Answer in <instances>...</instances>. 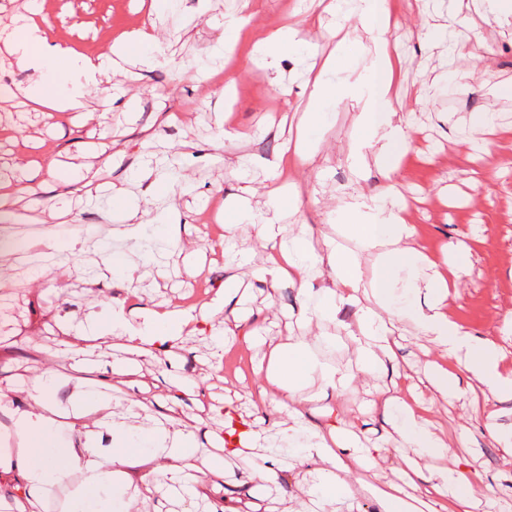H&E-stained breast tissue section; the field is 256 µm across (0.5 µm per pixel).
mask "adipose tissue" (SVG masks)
I'll use <instances>...</instances> for the list:
<instances>
[{
    "mask_svg": "<svg viewBox=\"0 0 512 512\" xmlns=\"http://www.w3.org/2000/svg\"><path fill=\"white\" fill-rule=\"evenodd\" d=\"M172 2L154 0V18L93 58L53 40L37 12L1 14L0 76L29 72L27 85L17 87L16 93L35 112H83L92 98L103 106L112 104V74L133 81L163 57L155 17ZM312 2L315 13L305 14L296 25L269 29L259 43L261 63L273 73L277 88L282 85L278 73L283 57L296 48L306 50L302 63L308 74L309 106L296 143H285L283 156L307 165L312 159L309 143L324 132L322 108L346 99L357 107L358 124L368 129L377 146L371 157L351 153L354 170L372 162L388 178H396L408 152V134L392 104L397 56L389 36L390 2L358 0V22L367 39L354 44L363 58L354 77L343 74L335 58L320 57L315 45L306 44L301 36L314 27L316 12L338 14L344 0ZM116 211L120 222L113 226L111 238L119 246L103 252L100 270L105 276L120 273L131 285L139 280L141 266L151 260L139 247L140 230L151 211L129 198ZM335 215L337 236L325 240L318 251L308 231L283 237L275 220L252 212L240 223L225 225L224 239L261 238L269 250L262 278L273 289L284 281L297 284L306 320L354 307L353 320L341 328L359 352L356 369L341 371L312 358L303 341L288 337L275 344L257 365L265 373L257 398L280 413L281 421L264 434L243 428L238 435L225 436L220 451L203 464L198 461L196 436L179 416L169 413L159 421L132 408L117 414L111 395L90 380L75 383L65 406L56 399L58 386L53 381L35 379L24 400L0 392V405L17 437L15 453L0 459V470L17 472L22 480L17 512H35L48 499L56 501L59 512H136L142 493L165 494L179 488L214 499L223 492L221 480L234 460L247 465L250 512H261L263 491L280 480L286 466L295 468L303 461L311 467L295 468L299 493L280 512H353L360 490L371 494L376 512H477L490 485L477 471L445 466L447 442L397 386L378 389L370 407L410 450L396 481L376 486L359 480V472L375 465L380 447L365 446L347 427L314 424L308 417L312 399L300 393L304 381L318 382L323 397L367 383L391 359L398 333L407 326L466 374L461 380L436 364L425 372L424 387L442 400L463 392L482 397L474 411L496 426L502 452L512 457V425L500 424L501 418L512 416V371L502 367L506 353L499 343L471 335L445 310L448 277L455 274V267L421 244L406 202L387 203L354 190L344 193ZM112 305V315L92 311L72 327L82 342L73 349V360L106 342L127 355L151 358L159 350L182 348L190 337L204 342L211 356L220 359L225 339L248 342L259 337L258 329H244L240 308L228 291L198 308H160L144 314L117 299ZM214 320L222 323L219 334L206 335L207 323ZM69 413L91 421L76 442L61 430L60 419ZM144 453L156 460L155 471L140 485L124 482L128 461Z\"/></svg>",
    "mask_w": 512,
    "mask_h": 512,
    "instance_id": "adipose-tissue-1",
    "label": "adipose tissue"
}]
</instances>
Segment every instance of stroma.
I'll return each mask as SVG.
<instances>
[{"label": "stroma", "instance_id": "35a3bbf8", "mask_svg": "<svg viewBox=\"0 0 512 512\" xmlns=\"http://www.w3.org/2000/svg\"><path fill=\"white\" fill-rule=\"evenodd\" d=\"M152 0H37L50 22L49 35L82 55L93 56L125 32L146 20ZM243 0H177L162 16L159 29L166 46V58L144 69L139 80L130 82L114 76L117 95L106 112H28L9 101L0 103V221L11 219L16 241L15 260L0 270V291L11 294V328L0 337V391L13 390L21 381L46 375L59 381V402H67L71 388L68 378L75 374L70 354L62 345L69 327L89 310H108L114 296L124 292L121 278L99 276L100 245L108 243L106 211L112 198L125 193L142 198L147 187L141 172L149 164L150 149L166 151L183 173L189 194L174 202H157L162 223L141 228L140 245L151 251L158 247L163 223L191 226L190 244L175 251L165 261L164 274L153 266L141 270L139 305L156 309L184 307L193 294L199 274H206L215 297L231 285L232 276L248 284L246 306L253 312L256 326L266 339L279 341L286 334L306 339L314 354L337 368L353 364L355 352L343 337L335 343L323 342L335 334L333 322L324 320L305 327L298 323L300 300L295 286L284 283L275 296H268L263 283L254 276L267 250L259 238L245 242L253 255L251 264L239 267L225 262L217 241L203 223L206 207H213V220L220 225L236 220L234 203L244 193L254 210L278 211L284 234L307 226L314 245L335 234L334 220L326 201L339 196L348 185H356L368 196L385 191L388 184L377 167H369L362 179H355L349 155L354 150L372 153L374 145L367 133L354 123L355 112L348 102L336 101L324 110L326 130L311 165H284L279 180L287 187L278 206L266 195L264 163L280 151L289 125L298 116L289 111L288 101H302L303 69L285 59L281 77L290 83L292 95L283 99L264 70L253 63L254 44L269 26L288 22L300 0H256L252 25L234 41L229 57L207 55L208 46L225 37L217 19L241 10ZM396 21L391 41L401 61L394 83V106L410 135L411 149L394 186L410 204L413 221L431 254L442 255L451 244L467 242L471 248L468 268L449 286L445 308L473 335L501 340L503 315L512 310V167L482 182L471 180V128L462 115L485 110L496 113L499 129L488 134L492 153H512V101L498 98L496 87L512 83V24L483 18L477 0L467 8L472 26L458 27L449 43L425 45L424 28L444 24L447 13L435 0H390ZM192 61L208 69L207 80L182 77L181 63ZM473 68L477 78L472 90L458 94L454 86L455 68ZM240 69L241 78L231 101L220 90L223 74ZM249 131L251 138L240 149L250 172L246 179L230 174L219 145L223 124ZM117 144L118 154L102 179L86 182L83 165L101 146ZM57 161L72 187L70 193L55 195L52 187L35 177L37 169ZM28 186L32 197L54 199L62 215L54 230L61 242L83 237L86 249L80 271L63 275L62 253L48 252L53 269L49 277L28 273L21 259L33 255L31 241L41 227L32 219L16 216L11 205L14 187ZM426 341L404 329L395 350V362L402 377L400 386L419 379L433 362ZM260 346L244 342L224 348V357L234 368L233 376L222 375L206 347L186 343L156 363L135 360L129 374L113 376L112 347L96 349L85 363L101 389L110 391L118 409L144 402L153 413L175 410L193 425L201 450L208 451L217 435L223 434L225 403H232L251 427L265 430L275 416L256 399L254 391L262 375L254 363L263 355ZM424 416L447 437L451 451L448 466L463 465L481 472L495 493L485 512H512V458L504 456L494 430L484 419L474 417L470 397L431 402L426 389L413 394ZM372 387H356L330 398L337 417L343 418L362 441L380 442L384 450L377 464L365 472L368 482L379 485L395 479L402 454L385 440L387 427L369 412ZM468 429L469 447H460L458 434Z\"/></svg>", "mask_w": 512, "mask_h": 512}]
</instances>
